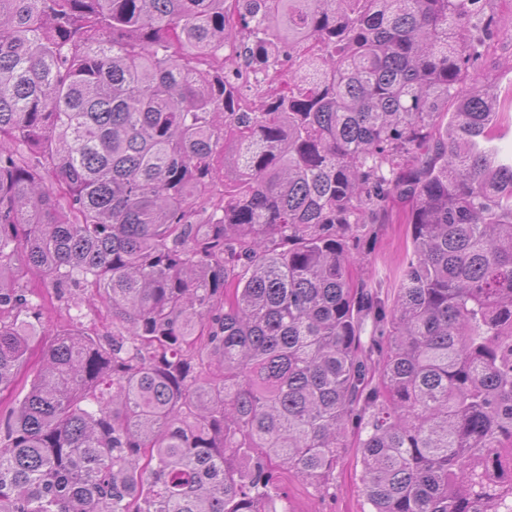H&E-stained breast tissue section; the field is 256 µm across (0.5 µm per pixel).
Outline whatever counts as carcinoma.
Here are the masks:
<instances>
[{
  "mask_svg": "<svg viewBox=\"0 0 512 512\" xmlns=\"http://www.w3.org/2000/svg\"><path fill=\"white\" fill-rule=\"evenodd\" d=\"M494 4L0 0V390L32 297L112 316L0 415V512H294L350 432L368 512H512ZM392 198L388 307L345 234Z\"/></svg>",
  "mask_w": 512,
  "mask_h": 512,
  "instance_id": "cac0c4a2",
  "label": "carcinoma"
}]
</instances>
